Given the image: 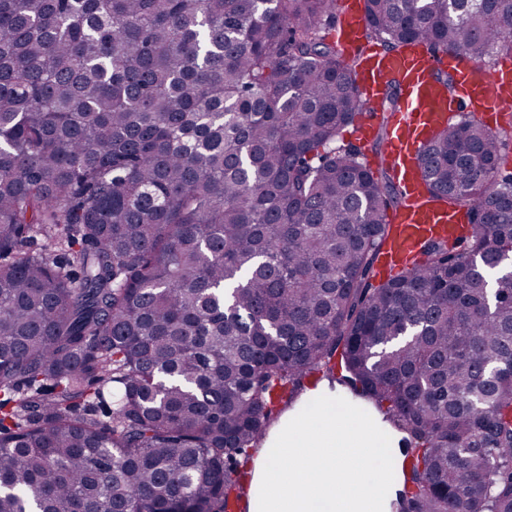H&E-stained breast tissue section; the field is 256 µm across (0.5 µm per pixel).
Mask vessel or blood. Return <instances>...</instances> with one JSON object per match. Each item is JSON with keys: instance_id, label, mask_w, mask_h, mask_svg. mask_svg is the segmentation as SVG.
Listing matches in <instances>:
<instances>
[{"instance_id": "obj_1", "label": "vessel or blood", "mask_w": 512, "mask_h": 512, "mask_svg": "<svg viewBox=\"0 0 512 512\" xmlns=\"http://www.w3.org/2000/svg\"><path fill=\"white\" fill-rule=\"evenodd\" d=\"M336 38L347 48L360 49L356 84L364 96L367 113L356 125L357 141L371 140L383 106L389 80L400 86L401 102L392 115V128L378 159L379 166L392 169L411 197L424 192L421 175L422 149L430 134L447 125L457 112L484 118L512 104V58L504 57L493 73H486L459 59L440 61L421 43L399 53L364 49L366 38L362 0H336ZM456 78L454 92H446L436 80L441 66ZM388 221L396 232L388 247L397 259L415 253L421 244L459 235L466 217L461 209L432 205L398 207Z\"/></svg>"}]
</instances>
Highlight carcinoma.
<instances>
[{
    "mask_svg": "<svg viewBox=\"0 0 512 512\" xmlns=\"http://www.w3.org/2000/svg\"><path fill=\"white\" fill-rule=\"evenodd\" d=\"M367 38L483 67L512 0H363ZM336 0H0V512H226L304 380L407 434L397 505L512 512V175L463 115L466 210L375 281L395 177Z\"/></svg>",
    "mask_w": 512,
    "mask_h": 512,
    "instance_id": "cac0c4a2",
    "label": "carcinoma"
}]
</instances>
